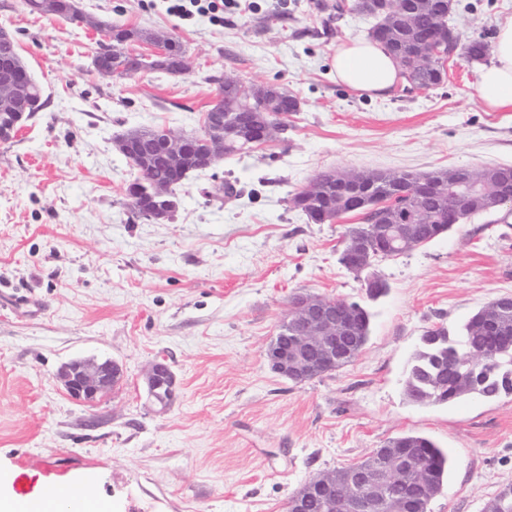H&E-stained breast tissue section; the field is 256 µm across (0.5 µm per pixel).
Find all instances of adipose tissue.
<instances>
[{
    "label": "adipose tissue",
    "instance_id": "obj_1",
    "mask_svg": "<svg viewBox=\"0 0 512 512\" xmlns=\"http://www.w3.org/2000/svg\"><path fill=\"white\" fill-rule=\"evenodd\" d=\"M336 78L354 91L382 98L403 79L398 62L381 43L349 40L336 50ZM477 95L490 110L512 109V22L498 28L489 63L478 68Z\"/></svg>",
    "mask_w": 512,
    "mask_h": 512
}]
</instances>
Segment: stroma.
Here are the masks:
<instances>
[{
    "instance_id": "1",
    "label": "stroma",
    "mask_w": 512,
    "mask_h": 512,
    "mask_svg": "<svg viewBox=\"0 0 512 512\" xmlns=\"http://www.w3.org/2000/svg\"><path fill=\"white\" fill-rule=\"evenodd\" d=\"M334 2L254 0L218 26L164 0H77L103 23L170 34L188 57L180 76L110 79L94 68L100 32L0 0V28L47 100L0 141L1 469L94 473L112 512H287L312 476L422 434L450 457L429 512H482L512 485V395L416 406L403 393L427 330L512 295V208L379 261L389 289L353 363L296 384L266 359L292 297L364 296L338 262L348 219L315 224L290 204L316 174L512 166V112L479 102L475 62L454 57L435 88L383 99L337 81V47L372 21L334 19ZM509 20L512 0H455L448 23L491 42ZM225 76L298 96L287 133L190 173L168 220L134 214L137 172L117 138L200 132ZM76 357L118 361L122 382L94 404L72 399L55 375ZM157 359L177 377L164 411L144 380Z\"/></svg>"
}]
</instances>
